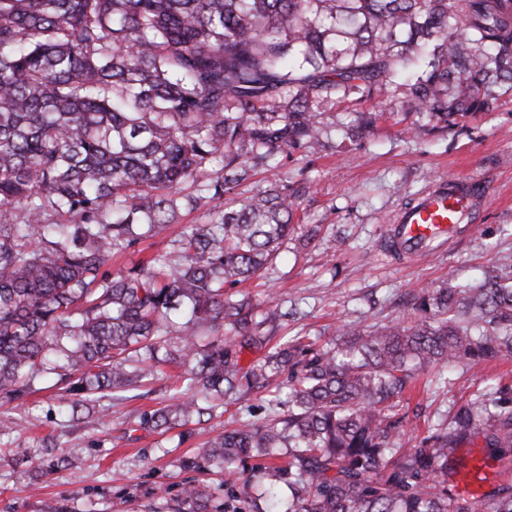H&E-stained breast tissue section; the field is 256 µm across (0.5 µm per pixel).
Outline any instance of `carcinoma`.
I'll list each match as a JSON object with an SVG mask.
<instances>
[{
	"mask_svg": "<svg viewBox=\"0 0 512 512\" xmlns=\"http://www.w3.org/2000/svg\"><path fill=\"white\" fill-rule=\"evenodd\" d=\"M497 86L512 90V0H0V399L53 373L75 415L162 375L172 394L139 429L181 443L266 392L263 416L179 459L254 512H512V484L471 502L448 487L462 443L512 454V382L397 447L420 372L512 355V264L324 343L268 345L281 312L231 292L299 228L302 195L286 176L238 189L326 150L327 106L392 95L446 127ZM197 211L172 251L112 270ZM169 509L228 512L198 481Z\"/></svg>",
	"mask_w": 512,
	"mask_h": 512,
	"instance_id": "cac0c4a2",
	"label": "carcinoma"
}]
</instances>
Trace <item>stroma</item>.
Instances as JSON below:
<instances>
[{
  "mask_svg": "<svg viewBox=\"0 0 512 512\" xmlns=\"http://www.w3.org/2000/svg\"><path fill=\"white\" fill-rule=\"evenodd\" d=\"M494 95L491 111L418 137L405 129L423 123V116L403 113L395 98L364 103L363 112L381 118L354 136L347 133L354 113L336 107L321 114L333 149L311 159L294 153L282 165L303 190L300 223L321 225L322 232L305 247L288 239L249 287L255 303L278 307V335L328 339L344 323L385 324L411 312L424 289L448 276L468 287L512 258V91L498 88ZM448 177L478 181L488 193L480 221L429 258L406 261L387 253L385 231L396 214ZM502 374L512 377V358L485 368L459 363L426 372L407 404L419 415V436L441 427L454 407L474 400ZM37 387L22 400L0 404V421L7 424L0 430V512H42L56 499L68 512H165L182 483L205 478L178 468L177 458L195 452L229 419L215 413L193 425L181 443L132 428L143 411L169 396V380H154L148 395L135 400L102 399L107 419L93 410L77 423L58 409L55 376ZM50 436L61 443L65 467H48L43 441ZM455 455L466 463L451 480L462 498L512 483V465L485 460L480 445H461Z\"/></svg>",
  "mask_w": 512,
  "mask_h": 512,
  "instance_id": "1",
  "label": "stroma"
}]
</instances>
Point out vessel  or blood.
<instances>
[{
    "label": "vessel or blood",
    "mask_w": 512,
    "mask_h": 512,
    "mask_svg": "<svg viewBox=\"0 0 512 512\" xmlns=\"http://www.w3.org/2000/svg\"><path fill=\"white\" fill-rule=\"evenodd\" d=\"M471 179L452 178L415 197L398 213L387 236L397 253L420 255L445 244L463 224L475 221L486 196Z\"/></svg>",
    "instance_id": "b4317fda"
}]
</instances>
